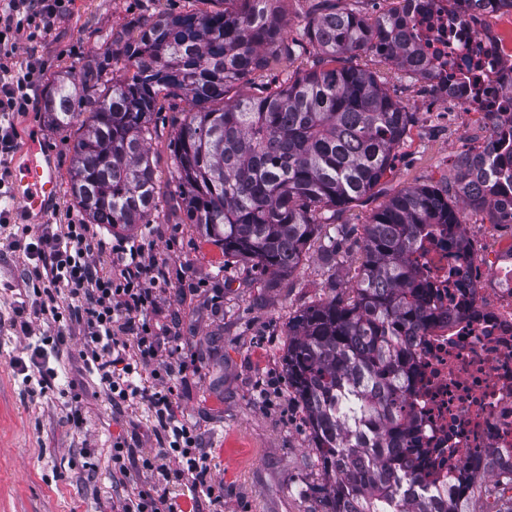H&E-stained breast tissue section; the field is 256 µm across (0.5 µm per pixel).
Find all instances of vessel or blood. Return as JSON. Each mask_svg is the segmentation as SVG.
<instances>
[{
	"mask_svg": "<svg viewBox=\"0 0 512 512\" xmlns=\"http://www.w3.org/2000/svg\"><path fill=\"white\" fill-rule=\"evenodd\" d=\"M41 152L39 139L29 138L27 157L13 178L20 210L32 223L44 220L47 202L57 197L59 191L60 174L48 160L42 159Z\"/></svg>",
	"mask_w": 512,
	"mask_h": 512,
	"instance_id": "obj_1",
	"label": "vessel or blood"
}]
</instances>
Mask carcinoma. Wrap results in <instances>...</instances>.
<instances>
[{"mask_svg":"<svg viewBox=\"0 0 512 512\" xmlns=\"http://www.w3.org/2000/svg\"><path fill=\"white\" fill-rule=\"evenodd\" d=\"M217 10L164 12L138 21L137 35L106 39L79 74L53 79L43 98L48 123L81 122L69 191L92 224L154 222L156 184L149 143L162 99L191 108L171 143L175 196L186 218L224 260L270 276L291 274L313 238L339 212L370 195L395 160L411 113L377 75L336 60L372 52L406 74L425 64L399 10L368 17L319 0L299 38L282 36L280 0H214ZM315 57L261 96H228L267 56ZM132 73L116 79L112 63ZM455 195L433 186L403 189L363 225L362 261L347 298L329 296L288 322V385L319 451L325 512H472L424 495L405 496L399 448L408 441L404 337L423 332L436 308L416 253L429 229L457 233L462 211L512 224L494 191L479 193L464 157ZM485 471L469 478V500L488 498Z\"/></svg>","mask_w":512,"mask_h":512,"instance_id":"obj_1","label":"carcinoma"}]
</instances>
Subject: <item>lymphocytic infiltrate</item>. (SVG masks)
<instances>
[{
  "label": "lymphocytic infiltrate",
  "mask_w": 512,
  "mask_h": 512,
  "mask_svg": "<svg viewBox=\"0 0 512 512\" xmlns=\"http://www.w3.org/2000/svg\"><path fill=\"white\" fill-rule=\"evenodd\" d=\"M64 5L65 0H6L0 8V56H10L20 32L37 37ZM39 78L33 61L0 69V162L16 148L12 117L27 111ZM16 235L29 240L35 299L14 306L12 326L27 334L35 319L50 316L58 325L51 338L57 347L67 342V326L83 327V371L97 377L113 408L148 406L160 455L182 462L174 479L190 481L201 493L190 512H224V486L208 477L209 456L174 397L154 330L164 263L149 257L145 244L109 243L87 224H45L35 235L24 225Z\"/></svg>",
  "instance_id": "f902f5d3"
}]
</instances>
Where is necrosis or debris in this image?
I'll list each match as a JSON object with an SVG mask.
<instances>
[{"label":"necrosis or debris","instance_id":"1","mask_svg":"<svg viewBox=\"0 0 512 512\" xmlns=\"http://www.w3.org/2000/svg\"><path fill=\"white\" fill-rule=\"evenodd\" d=\"M410 34L428 68L425 81L457 122H480L470 154L483 185L512 203V10L491 16L482 0H411ZM439 316L407 345L409 457L428 477L419 493L463 500L466 473L512 470V233L493 226L481 249L460 250L434 230L419 257Z\"/></svg>","mask_w":512,"mask_h":512}]
</instances>
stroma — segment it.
Instances as JSON below:
<instances>
[{
	"instance_id": "35a3bbf8",
	"label": "stroma",
	"mask_w": 512,
	"mask_h": 512,
	"mask_svg": "<svg viewBox=\"0 0 512 512\" xmlns=\"http://www.w3.org/2000/svg\"><path fill=\"white\" fill-rule=\"evenodd\" d=\"M187 0H67L48 31L36 39L18 35L7 60L16 68L37 60L40 83L61 72H78L85 58L113 30L128 29L158 12L179 13ZM312 56L270 63L232 88V95L257 94L275 87L288 71L309 69ZM376 73L382 86L412 114L396 159L371 198L352 203L328 226L336 240L335 267L317 258L319 242L293 274L273 278L241 262H225L221 248L207 241L183 212H172L170 144L188 105L166 99L154 116L156 134L150 157L157 182L159 216L154 223L127 228L97 225L106 241L145 242L149 254L163 260L168 282L160 290L156 318L165 340L181 346L186 372H174L177 401L213 457V481L224 485V512H322L317 486L323 476L306 416L288 387L283 366L288 321L312 301L327 298L329 283L349 287L363 251V226L369 214L392 195L413 186L445 187L455 179L458 155L484 137L477 125L456 126L444 104H430L431 93L418 79L372 53L349 60ZM18 144L6 163L14 170L25 156L29 133H37L60 175H68L79 127L49 126L41 103L14 118ZM20 214L0 226V512H120L125 498L154 487L188 504V483L164 481L157 471L135 470L128 482L112 476V446L124 442L134 456L152 455L146 406L113 412L96 377L81 373V327L70 330L62 348L65 366L77 386L30 397L36 381L25 380L10 365L38 335L55 334L54 324L34 323L32 335L10 325L14 300L23 292L24 256L9 249ZM178 321H171V311ZM80 406L76 426L66 410Z\"/></svg>"
}]
</instances>
